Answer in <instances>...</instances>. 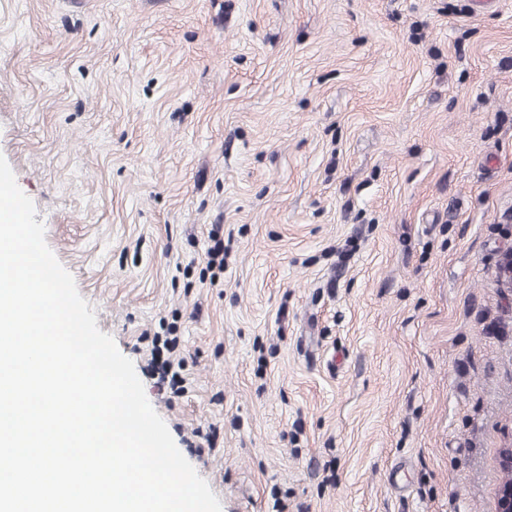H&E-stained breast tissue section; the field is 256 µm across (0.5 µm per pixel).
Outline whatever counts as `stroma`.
Here are the masks:
<instances>
[{
  "instance_id": "1",
  "label": "stroma",
  "mask_w": 512,
  "mask_h": 512,
  "mask_svg": "<svg viewBox=\"0 0 512 512\" xmlns=\"http://www.w3.org/2000/svg\"><path fill=\"white\" fill-rule=\"evenodd\" d=\"M0 155L221 512H493L512 0H0Z\"/></svg>"
}]
</instances>
